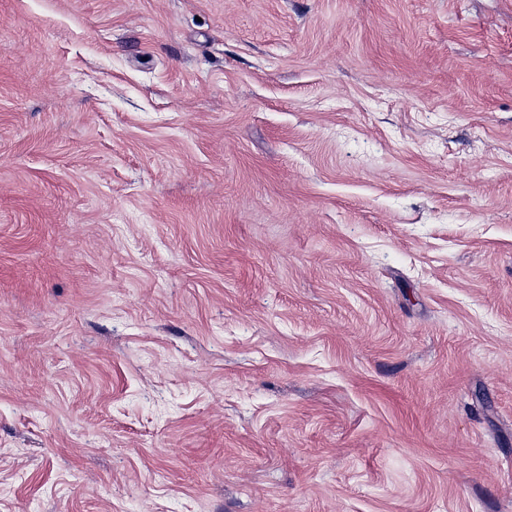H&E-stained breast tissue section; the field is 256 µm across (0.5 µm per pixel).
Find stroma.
<instances>
[{"instance_id":"stroma-1","label":"stroma","mask_w":512,"mask_h":512,"mask_svg":"<svg viewBox=\"0 0 512 512\" xmlns=\"http://www.w3.org/2000/svg\"><path fill=\"white\" fill-rule=\"evenodd\" d=\"M0 512H512V0H0Z\"/></svg>"}]
</instances>
